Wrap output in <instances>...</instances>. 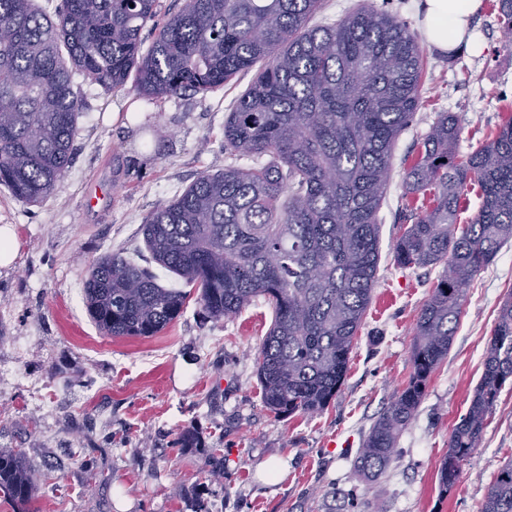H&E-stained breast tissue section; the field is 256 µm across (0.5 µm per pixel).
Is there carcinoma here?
I'll list each match as a JSON object with an SVG mask.
<instances>
[{"instance_id":"1","label":"carcinoma","mask_w":512,"mask_h":512,"mask_svg":"<svg viewBox=\"0 0 512 512\" xmlns=\"http://www.w3.org/2000/svg\"><path fill=\"white\" fill-rule=\"evenodd\" d=\"M321 0H183L158 20L160 0H0V186L23 202L65 176L83 100L74 76L108 90L134 78L147 97L212 92L258 67L224 121V150L249 167L202 174L141 225L166 288L121 253L88 270L87 313L110 337H150L181 316L191 291L207 317L258 297L273 319L256 358L263 403L276 415L324 410L340 389L371 304L380 261L378 213L397 137L420 107L426 61L398 16L365 4L332 26H310ZM492 9L512 31V0ZM153 40L143 49L141 33ZM38 134H33V130ZM461 127L439 113L403 176L407 227L393 245L402 268L444 266L414 327L412 372L370 427L356 468L366 479L393 461L432 374L448 357L472 278L512 241V116L463 158ZM480 205L457 227L468 192ZM512 379V297L499 306L483 373L448 440L441 490L459 481ZM36 489L22 449L0 452V492L15 507ZM481 512H512V460L490 483Z\"/></svg>"}]
</instances>
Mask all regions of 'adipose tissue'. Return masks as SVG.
<instances>
[{
	"mask_svg": "<svg viewBox=\"0 0 512 512\" xmlns=\"http://www.w3.org/2000/svg\"><path fill=\"white\" fill-rule=\"evenodd\" d=\"M482 0H425L424 32L437 49L448 51L464 39L471 15Z\"/></svg>",
	"mask_w": 512,
	"mask_h": 512,
	"instance_id": "ef3b65f1",
	"label": "adipose tissue"
}]
</instances>
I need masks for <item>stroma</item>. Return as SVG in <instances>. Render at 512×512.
I'll use <instances>...</instances> for the list:
<instances>
[{
	"label": "stroma",
	"instance_id": "35a3bbf8",
	"mask_svg": "<svg viewBox=\"0 0 512 512\" xmlns=\"http://www.w3.org/2000/svg\"><path fill=\"white\" fill-rule=\"evenodd\" d=\"M407 22L427 61L422 105L395 142L393 176L379 211L380 263L373 300L344 382L313 415L276 417L256 376L273 311L256 298L213 321L196 301L148 338L101 335L83 300V280L101 254L150 266L140 228L159 204L201 174L251 165L224 149V119L254 78L238 74L209 93L173 98L82 83L73 161L37 203L0 186V226L13 229L16 258L0 267V451L25 449L40 481L28 512H480L488 485L512 458V388L494 407L482 440L442 492L439 466L483 371L497 310L512 293V242L473 279L448 357L432 375L396 455L378 479L355 468L373 422L406 385L419 311L443 269H401L391 246L404 162L438 113L458 116L456 151L467 155L506 119L512 103V36L489 0L469 32L478 50L440 52L422 30L424 0H371ZM94 190L110 203L88 206ZM44 383V411L25 382ZM194 431L193 448L175 444ZM282 463L265 482L269 460Z\"/></svg>",
	"mask_w": 512,
	"mask_h": 512
}]
</instances>
